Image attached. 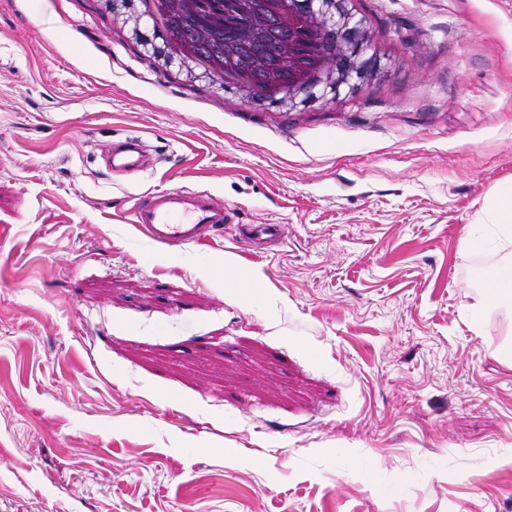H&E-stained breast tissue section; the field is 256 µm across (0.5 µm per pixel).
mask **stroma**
Masks as SVG:
<instances>
[{
  "label": "stroma",
  "mask_w": 512,
  "mask_h": 512,
  "mask_svg": "<svg viewBox=\"0 0 512 512\" xmlns=\"http://www.w3.org/2000/svg\"><path fill=\"white\" fill-rule=\"evenodd\" d=\"M353 4L389 76L288 110L0 0V512H512V314L468 317L512 253L466 232L512 182V0ZM159 189L230 219L151 243ZM106 153L113 174L139 171L145 167L141 141L138 137H130L121 143H112ZM129 217V223L150 241L179 247L206 244L211 233L228 220L224 203L212 194L180 189L151 194L130 211Z\"/></svg>",
  "instance_id": "stroma-1"
}]
</instances>
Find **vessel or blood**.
<instances>
[{"label": "vessel or blood", "instance_id": "1", "mask_svg": "<svg viewBox=\"0 0 512 512\" xmlns=\"http://www.w3.org/2000/svg\"><path fill=\"white\" fill-rule=\"evenodd\" d=\"M107 156L116 173L138 171L145 166L141 141L136 137L112 144L107 149ZM227 220L223 202L212 194L180 189L155 192L129 214L130 223L150 241L179 247L206 244L212 232Z\"/></svg>", "mask_w": 512, "mask_h": 512}]
</instances>
